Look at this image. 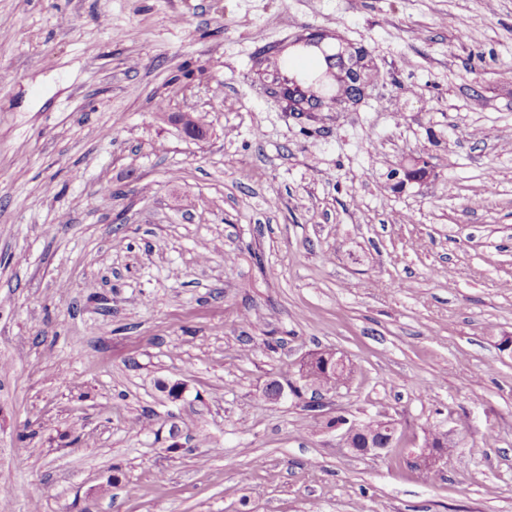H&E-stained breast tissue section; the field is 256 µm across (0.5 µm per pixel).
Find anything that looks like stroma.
<instances>
[{
  "mask_svg": "<svg viewBox=\"0 0 512 512\" xmlns=\"http://www.w3.org/2000/svg\"><path fill=\"white\" fill-rule=\"evenodd\" d=\"M306 34L360 100L268 93ZM508 336L512 0H0V512H512ZM351 367L346 368L344 365L336 364L334 370L329 372L310 371L309 387L314 393L330 392L337 389L340 385L346 383L351 377Z\"/></svg>",
  "mask_w": 512,
  "mask_h": 512,
  "instance_id": "35a3bbf8",
  "label": "stroma"
}]
</instances>
